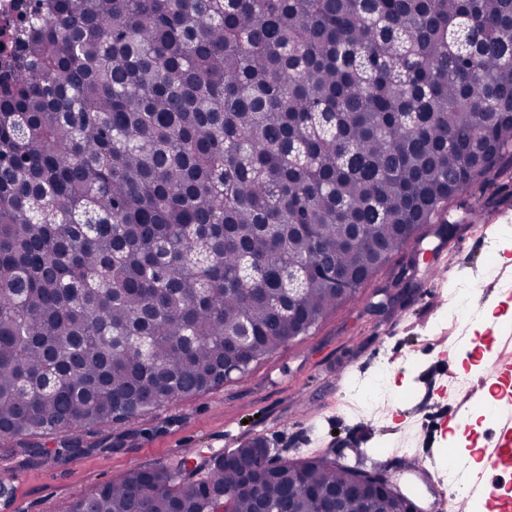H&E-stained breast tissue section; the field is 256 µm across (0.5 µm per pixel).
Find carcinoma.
Here are the masks:
<instances>
[{
  "mask_svg": "<svg viewBox=\"0 0 512 512\" xmlns=\"http://www.w3.org/2000/svg\"><path fill=\"white\" fill-rule=\"evenodd\" d=\"M38 2L0 76L1 439L246 374L512 160V0ZM234 453L242 490L216 454L66 512H314L298 464L396 508L380 469Z\"/></svg>",
  "mask_w": 512,
  "mask_h": 512,
  "instance_id": "obj_1",
  "label": "carcinoma"
}]
</instances>
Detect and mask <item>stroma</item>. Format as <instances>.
<instances>
[{
  "label": "stroma",
  "mask_w": 512,
  "mask_h": 512,
  "mask_svg": "<svg viewBox=\"0 0 512 512\" xmlns=\"http://www.w3.org/2000/svg\"><path fill=\"white\" fill-rule=\"evenodd\" d=\"M456 230L434 224L419 248L400 252L356 296L320 320L309 336L285 344L245 375L170 404L137 421L84 430L0 439V471L9 474L0 512H65L70 496L137 467L199 464L255 438L277 457L325 456L355 465L374 448L387 476L419 512H433L439 493L471 485L496 427L484 377L497 361L512 363V163L493 183L451 206ZM436 250L447 279L423 297ZM487 403L472 424L456 413ZM82 451L64 462L26 461L22 447ZM423 461L433 483L399 465Z\"/></svg>",
  "instance_id": "1"
}]
</instances>
